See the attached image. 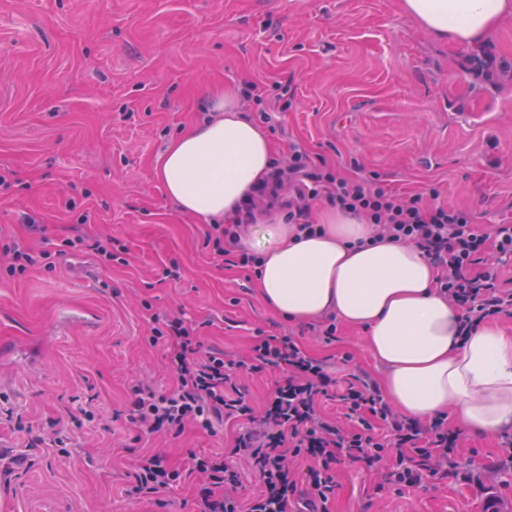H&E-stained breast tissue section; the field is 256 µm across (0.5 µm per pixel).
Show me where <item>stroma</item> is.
Masks as SVG:
<instances>
[{
  "mask_svg": "<svg viewBox=\"0 0 512 512\" xmlns=\"http://www.w3.org/2000/svg\"><path fill=\"white\" fill-rule=\"evenodd\" d=\"M252 82L261 99L245 97ZM224 85L252 122L275 113L278 160L295 143L343 176L376 174L404 195L434 188L481 224H512V14L464 46L432 36L401 0H0V175L11 184L0 231L55 252L86 212L85 234L127 247L123 265L69 253L55 271L0 280V448L27 458L0 465V512H199L195 476L162 506L124 493L139 454L183 467L241 431L139 435L127 411L135 381L175 383L167 349L144 341L150 313L205 323L206 344L228 360L257 334L290 332L330 367L380 379L362 330L340 326L327 344L272 312L252 269L206 248V225L156 180L158 154ZM173 261L176 281L163 276ZM511 460V428L465 433L456 477L399 492L345 459L328 509L512 507Z\"/></svg>",
  "mask_w": 512,
  "mask_h": 512,
  "instance_id": "1",
  "label": "stroma"
}]
</instances>
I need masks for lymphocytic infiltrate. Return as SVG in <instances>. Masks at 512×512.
Here are the masks:
<instances>
[{
    "label": "lymphocytic infiltrate",
    "mask_w": 512,
    "mask_h": 512,
    "mask_svg": "<svg viewBox=\"0 0 512 512\" xmlns=\"http://www.w3.org/2000/svg\"><path fill=\"white\" fill-rule=\"evenodd\" d=\"M322 199L365 216L380 239L421 247L440 272L439 293L461 310V335H470L485 319L512 316V289L505 288L497 268L499 260L512 258V224L485 226L469 210L431 204L420 194H396L374 179L341 177L298 150L256 188L240 224L211 225L205 240L215 253L234 257L237 265L257 267L258 256L240 243L241 224L254 223L262 209L280 207L298 232L312 234L317 230L312 207ZM146 341L168 347L176 382L165 391L135 383L132 424L144 432L164 429L176 436L190 425L210 433L215 423L231 419L246 421L247 427L232 454H194L186 468L159 453L141 454L132 474L133 493L160 500L198 473L206 478L201 512H328L336 491L335 469L344 458L383 464L387 482L400 488L453 473L458 436L449 431L447 418L423 424L394 412L376 383L355 373L332 376L293 336L258 337L250 361L236 363L248 374L267 367L286 372L260 418L233 382L223 350L205 346L195 321L154 320ZM327 400L355 420L352 431H343L323 412ZM236 455L250 460L265 487L245 502L230 492L240 483L232 462Z\"/></svg>",
    "instance_id": "1"
}]
</instances>
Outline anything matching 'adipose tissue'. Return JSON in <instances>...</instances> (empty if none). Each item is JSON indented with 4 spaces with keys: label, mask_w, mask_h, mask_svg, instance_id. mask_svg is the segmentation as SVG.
<instances>
[{
    "label": "adipose tissue",
    "mask_w": 512,
    "mask_h": 512,
    "mask_svg": "<svg viewBox=\"0 0 512 512\" xmlns=\"http://www.w3.org/2000/svg\"><path fill=\"white\" fill-rule=\"evenodd\" d=\"M403 8L434 37L470 45L512 14V0H403ZM234 98L229 87L213 93L208 116L154 164L169 199L204 224L234 223L237 205L274 162L273 144ZM319 222L308 238L282 211L247 227L242 244L261 258L255 285L263 302L296 322L333 313L365 330L386 368L383 390L404 415L444 414L473 435L512 428V334L485 322L460 335V311L438 294L437 272L417 246L371 243L365 219L336 210Z\"/></svg>",
    "instance_id": "obj_1"
}]
</instances>
